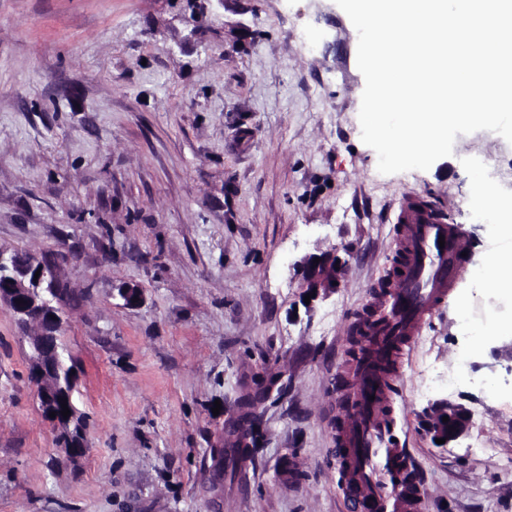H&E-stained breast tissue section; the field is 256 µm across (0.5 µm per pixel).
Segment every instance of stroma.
<instances>
[{
	"mask_svg": "<svg viewBox=\"0 0 512 512\" xmlns=\"http://www.w3.org/2000/svg\"><path fill=\"white\" fill-rule=\"evenodd\" d=\"M358 34L335 0H0V251L55 265L87 450L43 413L0 306V512H348L336 401L407 197L495 248L473 166L512 198V144L457 135L385 175L361 140ZM352 251L305 303L297 261ZM140 285V305L119 294ZM469 272L395 369L394 436L425 512H512V337ZM469 412L448 444L434 405ZM508 331L512 335V320L474 323L471 326L470 346L473 350H479L484 347L489 336L504 335Z\"/></svg>",
	"mask_w": 512,
	"mask_h": 512,
	"instance_id": "stroma-1",
	"label": "stroma"
}]
</instances>
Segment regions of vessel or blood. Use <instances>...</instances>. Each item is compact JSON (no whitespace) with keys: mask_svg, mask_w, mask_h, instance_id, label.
Returning <instances> with one entry per match:
<instances>
[{"mask_svg":"<svg viewBox=\"0 0 512 512\" xmlns=\"http://www.w3.org/2000/svg\"><path fill=\"white\" fill-rule=\"evenodd\" d=\"M397 221L403 226L402 263L384 304L375 306L364 327L374 354L355 365L353 390L344 396L352 417L336 431V460L351 512H424L408 451L391 443L385 427L377 363L386 358L391 342L412 346L425 317L467 268L457 226L431 207L405 200Z\"/></svg>","mask_w":512,"mask_h":512,"instance_id":"1","label":"vessel or blood"}]
</instances>
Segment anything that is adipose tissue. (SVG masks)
Listing matches in <instances>:
<instances>
[{
  "mask_svg": "<svg viewBox=\"0 0 512 512\" xmlns=\"http://www.w3.org/2000/svg\"><path fill=\"white\" fill-rule=\"evenodd\" d=\"M471 179L470 204L477 212L494 216L495 237L501 243L499 249L487 253L477 266L475 276L489 292L512 298V277L506 278L501 274L503 265L512 264V200L496 193L481 168L473 169Z\"/></svg>",
  "mask_w": 512,
  "mask_h": 512,
  "instance_id": "1",
  "label": "adipose tissue"
}]
</instances>
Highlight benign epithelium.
Returning a JSON list of instances; mask_svg holds the SVG:
<instances>
[{
  "label": "benign epithelium",
  "instance_id": "obj_1",
  "mask_svg": "<svg viewBox=\"0 0 512 512\" xmlns=\"http://www.w3.org/2000/svg\"><path fill=\"white\" fill-rule=\"evenodd\" d=\"M348 260L336 252H326L318 257L309 256L300 262L304 294L325 295L334 288V282ZM60 284L54 269L46 262L33 259L25 266L5 262V254L0 252V304L7 307L24 331L29 347L39 348L30 358L32 378L36 384V396L45 413H56L52 422L63 428L66 419L61 414L59 404L58 350L56 342L45 344V337L59 336L63 329V300L57 288ZM448 421H443V417ZM467 410L450 401L442 403L429 428L435 439H446L451 443L468 430Z\"/></svg>",
  "mask_w": 512,
  "mask_h": 512
}]
</instances>
